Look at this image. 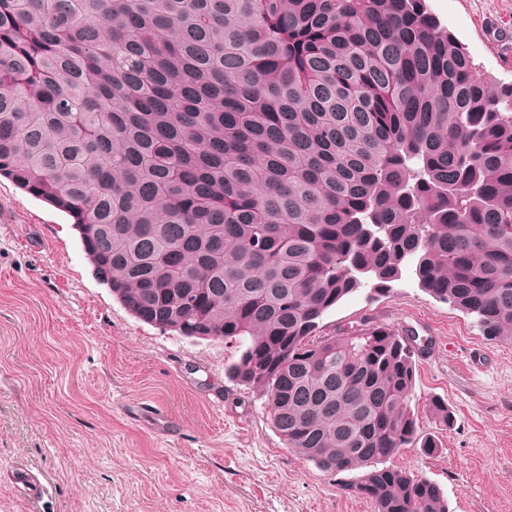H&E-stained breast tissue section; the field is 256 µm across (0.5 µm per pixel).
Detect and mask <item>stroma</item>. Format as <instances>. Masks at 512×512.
<instances>
[{"instance_id":"obj_1","label":"stroma","mask_w":512,"mask_h":512,"mask_svg":"<svg viewBox=\"0 0 512 512\" xmlns=\"http://www.w3.org/2000/svg\"><path fill=\"white\" fill-rule=\"evenodd\" d=\"M426 4L480 70L512 84V0ZM368 321L415 332L411 407L443 447L404 449L396 465L436 482L449 512H512V343L487 340L408 275L347 297L318 333ZM240 354L138 321L96 277L71 218L0 178V512H374L286 448L265 398L229 374ZM435 396L451 428L428 414ZM19 469L41 498L17 488Z\"/></svg>"}]
</instances>
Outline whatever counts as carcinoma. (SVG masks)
<instances>
[{
  "instance_id": "carcinoma-1",
  "label": "carcinoma",
  "mask_w": 512,
  "mask_h": 512,
  "mask_svg": "<svg viewBox=\"0 0 512 512\" xmlns=\"http://www.w3.org/2000/svg\"><path fill=\"white\" fill-rule=\"evenodd\" d=\"M0 177L137 320L244 346L288 448L376 512H448L414 339L323 316L406 266L512 341V85L425 0H0ZM453 424L448 403L427 404Z\"/></svg>"
}]
</instances>
